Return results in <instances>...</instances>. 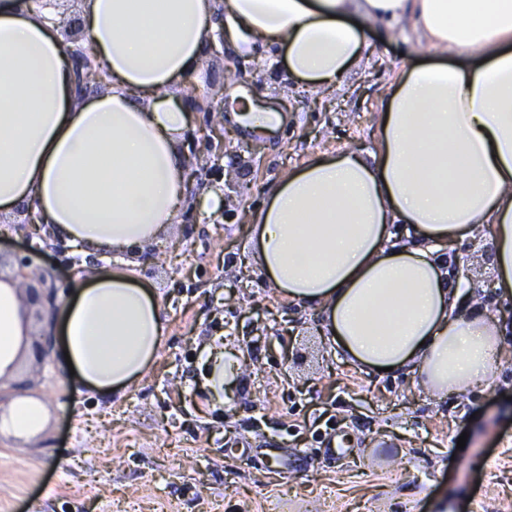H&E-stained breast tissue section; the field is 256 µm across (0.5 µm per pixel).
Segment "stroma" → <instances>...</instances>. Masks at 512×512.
Masks as SVG:
<instances>
[{"mask_svg":"<svg viewBox=\"0 0 512 512\" xmlns=\"http://www.w3.org/2000/svg\"><path fill=\"white\" fill-rule=\"evenodd\" d=\"M367 37L364 59L318 94L289 79L276 47L206 44L181 90L222 109L223 155L215 175L186 185L196 224L176 216L162 265L137 267L166 315L163 345L143 379L113 395L78 393L54 355L30 356L0 402L25 392L52 418L32 443L0 438V512H512V300L492 287L491 242L465 239L456 254L504 353L488 382L444 394L411 371L351 363L321 335L316 309L263 279L249 222L225 223L206 200L231 180L251 213L312 155L373 149L389 85L430 46L407 16L369 21ZM234 61L246 68L238 92L282 109L273 133L248 129L225 102ZM217 344L250 365L213 405L200 365Z\"/></svg>","mask_w":512,"mask_h":512,"instance_id":"obj_1","label":"stroma"}]
</instances>
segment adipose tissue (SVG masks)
<instances>
[{"instance_id": "ef3b65f1", "label": "adipose tissue", "mask_w": 512, "mask_h": 512, "mask_svg": "<svg viewBox=\"0 0 512 512\" xmlns=\"http://www.w3.org/2000/svg\"><path fill=\"white\" fill-rule=\"evenodd\" d=\"M412 14L439 61L406 70L372 153H320L275 183L251 218L253 258L278 296L319 308L352 362L417 367L438 391L486 380L496 323L458 313L435 258L484 233L494 288L512 296V0H84L82 23L107 89L76 93L45 0H0V216L35 203L78 252L113 264L80 274L52 318L81 386L127 390L156 356L166 317L126 253L157 240L186 203L178 143L189 112L171 89L215 31L266 43L314 88L363 57L367 21ZM407 225L417 242L391 245ZM36 329L12 270H0V381L29 358ZM45 400L0 405V437L33 440Z\"/></svg>"}]
</instances>
